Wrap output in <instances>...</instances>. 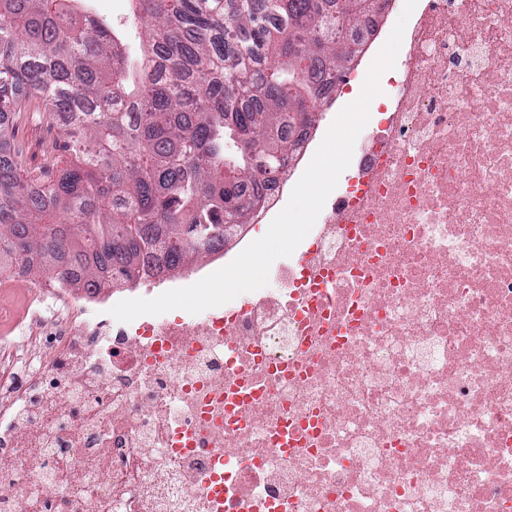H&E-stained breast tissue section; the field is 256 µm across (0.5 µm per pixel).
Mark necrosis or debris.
Wrapping results in <instances>:
<instances>
[{
	"mask_svg": "<svg viewBox=\"0 0 512 512\" xmlns=\"http://www.w3.org/2000/svg\"><path fill=\"white\" fill-rule=\"evenodd\" d=\"M395 71L275 287L122 323L66 258L18 299L0 512H512V0H418Z\"/></svg>",
	"mask_w": 512,
	"mask_h": 512,
	"instance_id": "necrosis-or-debris-1",
	"label": "necrosis or debris"
}]
</instances>
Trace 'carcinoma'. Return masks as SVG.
Returning <instances> with one entry per match:
<instances>
[{
  "label": "carcinoma",
  "instance_id": "obj_1",
  "mask_svg": "<svg viewBox=\"0 0 512 512\" xmlns=\"http://www.w3.org/2000/svg\"><path fill=\"white\" fill-rule=\"evenodd\" d=\"M64 2L0 0V146L27 92L62 130L34 175L23 151L0 156V270L62 279L67 253L104 288L138 282L150 260L176 270L248 225L290 133L318 120L315 67L353 54L336 25L390 0H134L147 42L134 67Z\"/></svg>",
  "mask_w": 512,
  "mask_h": 512
}]
</instances>
